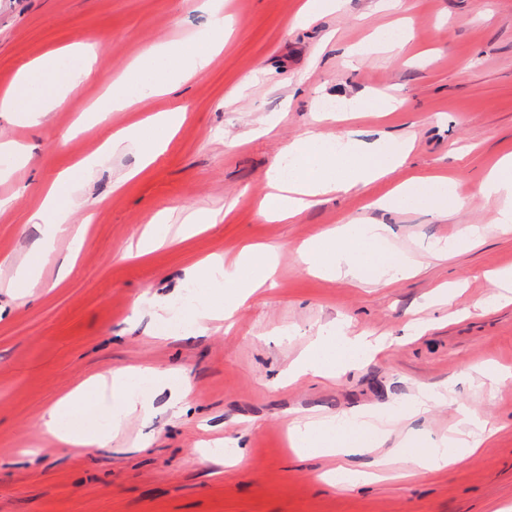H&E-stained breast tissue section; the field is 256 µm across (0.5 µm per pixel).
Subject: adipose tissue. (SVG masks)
<instances>
[{"label": "adipose tissue", "instance_id": "obj_1", "mask_svg": "<svg viewBox=\"0 0 512 512\" xmlns=\"http://www.w3.org/2000/svg\"><path fill=\"white\" fill-rule=\"evenodd\" d=\"M209 20L204 31L193 40L174 46L158 41L135 60L128 76H105V92L84 117L86 123H97L112 111L134 107L153 95L173 94L175 90L200 73L213 54L224 47L212 31L224 28L220 0H207ZM93 52L80 43L58 48L23 65L9 88L0 94V112L21 114L27 124L45 117L66 96L75 94L93 72ZM186 110L177 106L145 118L144 122L123 127L103 140L97 149L80 159L74 170L60 171L45 186L29 221L37 226L40 237L34 249L15 271L11 286L18 298L27 300L41 285V270L54 251L56 238L69 234L74 251L61 258L59 278H66L86 239V229L69 224L70 207L84 176L108 159L121 145L137 147L141 165L150 164L166 145L162 139H146L143 129L154 126L166 132L176 131L184 122ZM408 151L407 144L380 140L371 150L358 141L345 137L340 148L329 149L325 137L306 131L283 151L284 162L274 163L266 174L268 193L259 211L269 221L294 218L303 209L326 195L347 192L382 178L399 167ZM485 197L499 203V225L512 223V155L499 160L481 184ZM471 202L460 183L445 179L424 182L409 180L381 201V208L401 211H428L436 215L448 210H461ZM330 250L311 244L302 253L308 270L334 275L357 282H375L382 277L394 278L411 272L409 260L387 250V227L353 219L330 232ZM279 250L275 247L249 245L242 249L235 264L212 262L201 266V274L223 278L231 288L233 305L243 306L273 277ZM232 305V306H233ZM380 342L365 336H348L343 330L320 335L289 367L288 376L299 379L308 374L322 377L355 364L376 353ZM138 372L125 368L112 370L109 377H91L70 393L55 401L41 418L42 427L65 445L93 452L107 438V429H87L75 419L78 410L95 407L106 419L108 429H119L133 413L153 417V409L143 403L134 387ZM459 419L449 431L447 440L434 441L424 448H410L409 438H402L390 452L382 447L393 433L394 419L384 410L369 408L351 413L343 429H336L332 416H303L292 421L290 429L301 453L335 456L341 460V471L355 475L357 484L373 481V472L355 471L353 459L365 451L378 450L375 469L387 464H401L416 470H442L455 467L477 455L484 439L499 428L498 420L462 406Z\"/></svg>", "mask_w": 512, "mask_h": 512}]
</instances>
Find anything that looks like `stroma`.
<instances>
[{
  "mask_svg": "<svg viewBox=\"0 0 512 512\" xmlns=\"http://www.w3.org/2000/svg\"><path fill=\"white\" fill-rule=\"evenodd\" d=\"M303 0H227L232 32L221 54L173 95L144 100L76 132L80 114L102 92L98 73L118 74L159 40L178 41L205 27L203 0H0V93L19 67L75 42L98 51L95 77L31 126L0 115V139L34 146L14 167L0 158V512H501L512 506V384L475 395L470 366L512 369V303L498 300L489 272L512 268V230L498 231L453 256L440 241L471 224H491L497 204L480 185L512 153V0H345L312 25L297 21ZM399 22L412 38L393 52L373 34ZM359 53L349 66L345 48ZM431 63L422 64V55ZM394 95L392 112L374 102ZM359 111H349L350 100ZM340 111L317 129L363 143L412 137L389 176L322 201L288 222L265 221L257 203L281 149L308 128L324 103ZM177 104L187 117L166 151L139 175L138 153L116 152L86 176L70 213H92L73 273L56 283L47 264L31 300L18 305L8 287L38 233L28 222L39 191L59 171L93 152L114 130ZM467 146L466 155L455 154ZM137 168V167H136ZM414 176L460 181L470 206L436 216L374 208ZM225 209L223 221L190 238L136 257L149 218L165 209ZM361 217L389 225L390 243L417 263L414 274L361 284L306 270L300 249L322 232ZM247 243L282 253L275 287L207 331L154 318L156 303L174 304L187 288L196 304L209 289L188 273L206 257L233 261ZM459 291L451 308L441 286ZM345 324L350 335L388 336L394 345L336 378L306 376L286 384L289 364L322 329ZM144 365L181 371L188 395L152 383L151 420L133 415L105 446L84 455L39 426L44 411L89 376ZM449 385L441 404L398 432L426 442L447 434L456 404L489 415L501 428L462 467L418 471L348 489L321 478L333 457L296 453L287 425L304 415H342L363 407L398 410L420 390ZM240 440L243 462L214 475L199 449Z\"/></svg>",
  "mask_w": 512,
  "mask_h": 512,
  "instance_id": "1",
  "label": "stroma"
}]
</instances>
